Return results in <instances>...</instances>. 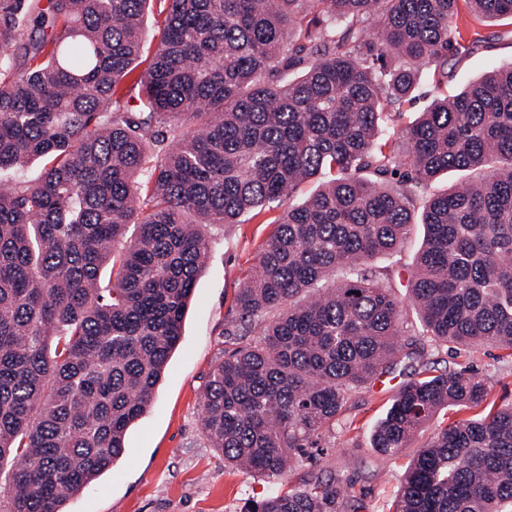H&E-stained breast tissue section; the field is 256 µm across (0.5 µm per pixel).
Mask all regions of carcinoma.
I'll list each match as a JSON object with an SVG mask.
<instances>
[{
	"mask_svg": "<svg viewBox=\"0 0 512 512\" xmlns=\"http://www.w3.org/2000/svg\"><path fill=\"white\" fill-rule=\"evenodd\" d=\"M461 1L512 21V0H0V512H63L112 468L180 339L207 227L278 209L320 174L238 289L230 334L257 340L214 367L205 434L224 462L281 477L400 354L421 370L373 430L375 455L443 409L479 413L418 450L394 512H512V404L473 369L424 361L427 342L512 355V64L432 102L405 148L379 140L424 69L448 83ZM152 4L132 105L117 87ZM448 171L467 181L423 197ZM414 224L410 316L372 260ZM346 505L316 478L254 512ZM156 18L157 15L154 8V12L152 14H149V16L146 17L144 20V24L146 27V37L144 43V51L140 59L141 64L136 68L134 75L125 78L120 84L119 92L124 93L126 95V98H128L129 96L137 95L138 87H136L135 79L145 70L155 50L156 40L152 39V34L156 30Z\"/></svg>",
	"mask_w": 512,
	"mask_h": 512,
	"instance_id": "1",
	"label": "carcinoma"
}]
</instances>
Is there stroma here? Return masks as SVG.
I'll return each instance as SVG.
<instances>
[{
  "mask_svg": "<svg viewBox=\"0 0 512 512\" xmlns=\"http://www.w3.org/2000/svg\"><path fill=\"white\" fill-rule=\"evenodd\" d=\"M463 38L480 32L482 42L449 58L448 83L435 89L422 74L415 99L384 119L386 134L400 133L437 95H456L464 82L512 63V25L461 9ZM273 230L263 217L207 229L208 259L196 281L181 328V339L146 413L128 430L125 452L109 471L70 498L66 512H250L254 502L288 490L307 476L342 475L352 484L350 512H393L403 475L417 450L441 424L458 419L444 411L422 429L411 447L381 459L370 450V434L393 395L416 366L396 358L389 373L358 389L335 430L294 472L271 479L225 465L202 428L201 404L214 366L236 340L225 329L234 315V297L244 272L253 267ZM431 360L436 370L470 367L485 378L491 400L512 403V357L498 349L477 353L443 348Z\"/></svg>",
  "mask_w": 512,
  "mask_h": 512,
  "instance_id": "obj_1",
  "label": "stroma"
}]
</instances>
